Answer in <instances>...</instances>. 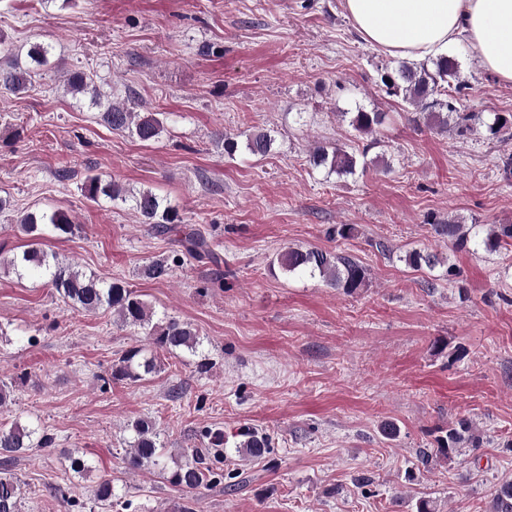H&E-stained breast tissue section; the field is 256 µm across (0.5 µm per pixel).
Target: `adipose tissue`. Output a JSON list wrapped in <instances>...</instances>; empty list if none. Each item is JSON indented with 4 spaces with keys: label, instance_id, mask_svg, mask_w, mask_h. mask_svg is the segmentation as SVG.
Returning a JSON list of instances; mask_svg holds the SVG:
<instances>
[{
    "label": "adipose tissue",
    "instance_id": "1",
    "mask_svg": "<svg viewBox=\"0 0 512 512\" xmlns=\"http://www.w3.org/2000/svg\"><path fill=\"white\" fill-rule=\"evenodd\" d=\"M345 8L363 40L392 56L434 60L464 41L512 83V0H345Z\"/></svg>",
    "mask_w": 512,
    "mask_h": 512
}]
</instances>
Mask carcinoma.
<instances>
[{
  "label": "carcinoma",
  "mask_w": 512,
  "mask_h": 512,
  "mask_svg": "<svg viewBox=\"0 0 512 512\" xmlns=\"http://www.w3.org/2000/svg\"><path fill=\"white\" fill-rule=\"evenodd\" d=\"M32 69L23 67L19 62L10 60L0 65V88L10 92H22L31 86ZM380 82L386 92L402 97V100L415 109L419 115L442 131H448V121L454 120L457 132L469 129L467 121L471 116L456 108L458 95L464 83L461 80L457 60L446 56L431 63L400 62L395 68L383 72ZM384 112H368L362 108L350 117V125L360 135H369L383 124ZM100 120L110 129L129 132L142 142L159 139L164 124L157 114L134 112L125 104L108 103L100 113ZM273 140L265 132L245 134L246 150L256 156L270 152ZM312 163L322 167L328 174L347 176L355 174L360 160L356 154L340 147L331 150L317 146L312 152ZM83 195L90 201H99L105 196L111 201L127 200L133 202L141 223L147 224L158 234L174 233L180 236L178 243L185 253L202 256L211 253L207 238L199 232H188L177 224L178 215L163 200L150 190L137 195L126 196L125 190L113 182L105 183L101 177L92 175L86 178L82 186ZM47 226L58 237H68L78 231V225L65 213L52 211L28 212L17 220V228L29 237V248L22 255L10 259L13 268H32L40 271L59 296L82 313H96L102 309L112 312L122 327H138L152 337V345L157 352L150 353L144 346H134L126 350L112 363L109 377L102 378L103 385L111 381L135 383L144 376L161 370L160 353L170 355L187 353L199 357L196 364L198 373L203 374L209 362L202 351V340L191 324L169 317L159 323L152 322L153 312L141 295L122 281L108 284L88 276L73 265L50 262L48 255L39 248L42 227ZM437 237L448 242L454 250H462L469 243L481 245L488 252H495L502 244L512 240V224H498L484 238H479L483 225L463 224L459 221H435L431 223ZM413 269L427 267L434 269L446 267L447 277L458 275L457 268L450 263L451 257L437 253L412 250L399 257ZM181 263L180 254L150 261L142 267L140 274L152 280H165L171 276L173 267ZM277 263L288 275L307 274L319 277L326 286L342 291L347 295L356 293L369 279L368 269L358 260L315 247H290L277 256ZM133 431L130 448L126 454L127 467L133 471L144 468L154 469L173 488L183 496L184 503L180 512H196L197 492L210 484L224 483V488L234 491L240 484L238 472H224L220 464L224 456L217 455L208 463L198 450H187V459L175 462L170 468L164 461L160 440V431L156 423L149 418H140L131 425ZM241 440L235 443L237 452L244 457L259 459L270 454L272 442L268 435L243 428L238 432ZM483 439L474 432L471 424L461 420L448 426L445 434L436 439V455L451 458L464 444L473 448L481 447ZM55 445L53 435L28 424L15 420L9 425H0V467L7 468L8 463L27 455L35 448H52ZM94 499L101 508L110 510L118 505L112 484L103 482L94 490ZM0 512H23V492L20 483L11 476L0 475ZM492 512H512V481L501 483L493 493Z\"/></svg>",
  "instance_id": "carcinoma-1"
}]
</instances>
